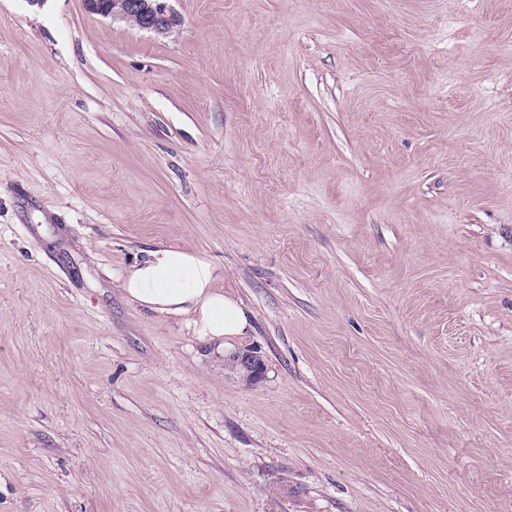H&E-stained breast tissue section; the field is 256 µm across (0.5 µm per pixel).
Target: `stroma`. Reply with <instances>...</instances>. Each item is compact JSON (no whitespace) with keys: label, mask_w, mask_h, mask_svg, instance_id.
Here are the masks:
<instances>
[{"label":"stroma","mask_w":512,"mask_h":512,"mask_svg":"<svg viewBox=\"0 0 512 512\" xmlns=\"http://www.w3.org/2000/svg\"><path fill=\"white\" fill-rule=\"evenodd\" d=\"M171 6L0 0V512H512V0ZM169 2L170 0H83L90 13L160 35L171 34L181 23ZM119 279L133 303L158 314L183 317L192 334L223 351L250 327L239 299L224 294V276L192 249L161 246L144 250ZM232 370L235 368L246 376L249 384H257L264 376L262 360L251 351L239 352L233 356Z\"/></svg>","instance_id":"obj_1"}]
</instances>
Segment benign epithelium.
Masks as SVG:
<instances>
[{"instance_id":"1","label":"benign epithelium","mask_w":512,"mask_h":512,"mask_svg":"<svg viewBox=\"0 0 512 512\" xmlns=\"http://www.w3.org/2000/svg\"><path fill=\"white\" fill-rule=\"evenodd\" d=\"M170 0H83L90 13L114 22L133 24L141 29L168 35L181 20L169 5ZM233 368L241 371L250 384H257L264 376L262 360L251 351L233 356Z\"/></svg>"}]
</instances>
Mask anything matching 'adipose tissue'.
Returning a JSON list of instances; mask_svg holds the SVG:
<instances>
[{
	"label": "adipose tissue",
	"instance_id": "adipose-tissue-1",
	"mask_svg": "<svg viewBox=\"0 0 512 512\" xmlns=\"http://www.w3.org/2000/svg\"><path fill=\"white\" fill-rule=\"evenodd\" d=\"M222 279L218 267L195 250L161 246L145 250L119 287L140 307L184 318L198 340L221 351L250 326L241 301L221 288Z\"/></svg>",
	"mask_w": 512,
	"mask_h": 512
}]
</instances>
